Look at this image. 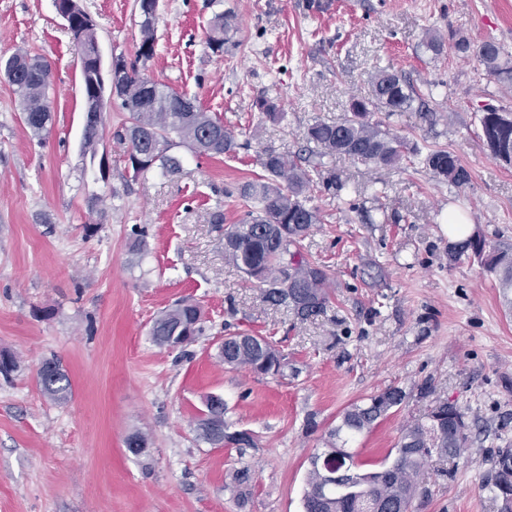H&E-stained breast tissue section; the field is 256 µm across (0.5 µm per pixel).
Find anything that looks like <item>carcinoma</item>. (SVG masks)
<instances>
[{
  "instance_id": "1",
  "label": "carcinoma",
  "mask_w": 512,
  "mask_h": 512,
  "mask_svg": "<svg viewBox=\"0 0 512 512\" xmlns=\"http://www.w3.org/2000/svg\"><path fill=\"white\" fill-rule=\"evenodd\" d=\"M73 16V45L85 52L94 50L98 42L95 26L86 25L87 13L78 0H69ZM236 17L218 13L210 27L208 47L214 52L224 50L228 33L235 28ZM142 35L138 56L149 59L154 54L155 22L139 21ZM456 52L474 53L489 73L500 81H512V55L500 43L486 40L476 49L465 38L455 41ZM0 68L14 75L11 84L19 96L25 122L36 136L46 130L51 115L42 111L49 103L51 86L49 65L39 56L23 51L0 60ZM123 95L117 97L118 108L128 113V125L117 133L127 145V162L133 180L145 178L156 171L163 175L181 168L170 150L184 146L196 155L222 156L234 151L235 136L224 123L201 108L185 111L187 94L177 93L161 84L152 95H142L141 75L133 65ZM369 94L351 100L349 112L340 120H316L304 132L314 164L304 168L292 156L266 150L258 155L263 170L258 179L244 183L240 196L247 210L239 223L224 236V256L238 271L265 285V299L276 306H285L300 320H308L326 310L329 304L328 269L311 261L303 252V241L313 225L320 223L319 209L311 205L316 186L336 193V177L323 175L324 159L337 155L366 167L394 168L403 161L418 162L433 177L456 187L470 181L469 171L458 156L445 149L427 153L406 138L382 128L373 120L374 113L407 112L421 95L400 71L378 67L370 75ZM483 140L491 154L512 162V113L505 109L483 112L479 118ZM452 260L463 256L480 263L493 273L497 287L512 306V247L487 241L478 232L449 246ZM203 314L200 306L188 299L175 303L153 322L150 335L162 347L184 348L194 343L202 332ZM218 357L230 368H246L256 374L281 376L285 364L282 354L268 338L228 336ZM55 371L38 375L42 394L56 403L71 399L73 390L69 375L56 361ZM405 392L390 387L371 396L368 401L350 405L341 422L329 432L331 448H346L349 442L371 429L378 420L400 406ZM205 409L197 420L198 436L213 445L219 438L235 440L237 431L224 420V401L208 396ZM464 413L453 403L440 401L425 416L407 425L401 434L391 461L372 470H358L354 475L329 487L324 486L321 468L315 464L307 476L303 496L304 512H365L370 499L377 503L399 501L404 509L411 507L419 490L423 469L430 458L455 457L466 447L468 435ZM512 488V453L506 451L496 460L495 478L490 487L500 497L503 487Z\"/></svg>"
}]
</instances>
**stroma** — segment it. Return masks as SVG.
Masks as SVG:
<instances>
[{"mask_svg":"<svg viewBox=\"0 0 512 512\" xmlns=\"http://www.w3.org/2000/svg\"><path fill=\"white\" fill-rule=\"evenodd\" d=\"M79 2L104 58L195 97L237 146L219 158L177 149L180 172L134 181L114 137L126 114L111 105L90 159L80 64L53 0H0V55L22 48L52 68L39 137L0 78V353L19 363L0 375V512H303L311 456L351 404L389 387L406 398L356 440L358 468L387 462L403 428L446 400L469 441L428 461L411 512H500L489 486L497 456L512 451V314L493 275L449 260L448 218L512 243V166L490 155L478 122L481 104L512 110V84L450 39L512 51V0H160L146 61L135 0ZM224 11L237 28L216 54L207 31ZM434 34L446 41L438 56L424 46ZM388 64L428 108L383 117L384 127L421 151L454 152L471 180L457 188L417 165L328 159L344 188L314 191L322 221L304 252L328 266L330 303L298 321L224 256L246 210L240 187L261 175L259 152H301L305 128L341 118ZM260 97L283 119L262 117ZM186 297L208 316L203 335L183 349L156 345L154 318ZM244 333L277 340L298 377L221 364L224 337ZM51 357L72 381L63 404L37 384ZM208 394L253 445L198 438ZM136 432L148 439L137 456L125 445ZM243 468L247 487L234 480Z\"/></svg>","mask_w":512,"mask_h":512,"instance_id":"1","label":"stroma"}]
</instances>
